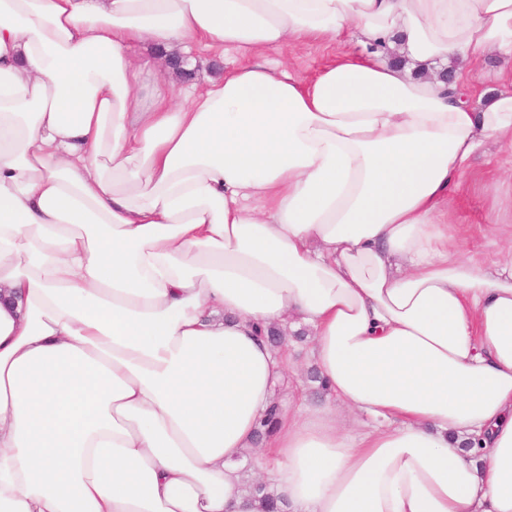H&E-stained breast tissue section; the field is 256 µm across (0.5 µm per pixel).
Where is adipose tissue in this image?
<instances>
[{
    "label": "adipose tissue",
    "instance_id": "1",
    "mask_svg": "<svg viewBox=\"0 0 512 512\" xmlns=\"http://www.w3.org/2000/svg\"><path fill=\"white\" fill-rule=\"evenodd\" d=\"M492 52L512 0H0V512H260L259 447L285 512H512V254L436 220L512 139ZM291 320L334 402L261 443ZM345 48V45L324 47L310 41H297L288 43L279 51L271 52L269 59L274 63L287 61L295 74L308 80ZM209 57H211V55L206 53L201 55H194V58L197 61L196 66L190 72H188V75H179L178 87L203 83L206 78L214 75L212 64H216L220 68L224 69V56L216 58L215 63H204V60ZM474 71L467 93L471 101L476 102L480 93L489 92L496 93L502 86L498 83L497 77L501 72L511 73L512 59L511 57L501 56L498 53H491L481 62L475 64L472 68ZM494 90V92H490ZM496 91V92H495Z\"/></svg>",
    "mask_w": 512,
    "mask_h": 512
}]
</instances>
